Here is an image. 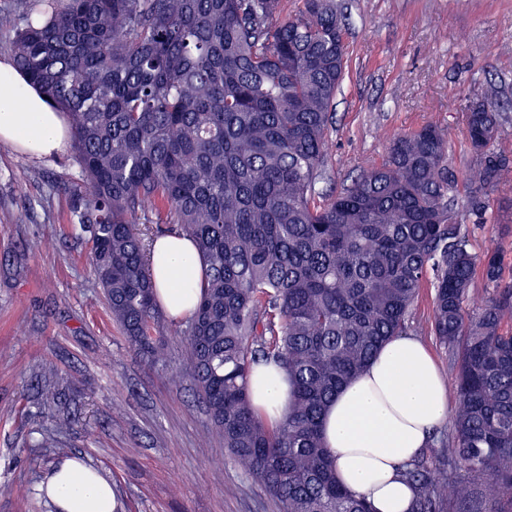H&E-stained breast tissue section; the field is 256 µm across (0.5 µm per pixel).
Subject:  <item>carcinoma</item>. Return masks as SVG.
I'll use <instances>...</instances> for the list:
<instances>
[{"label": "carcinoma", "mask_w": 512, "mask_h": 512, "mask_svg": "<svg viewBox=\"0 0 512 512\" xmlns=\"http://www.w3.org/2000/svg\"><path fill=\"white\" fill-rule=\"evenodd\" d=\"M8 0L14 66L71 118L82 183L71 221L112 322L144 359L166 357L142 224H172L203 263L181 375L235 462L283 512H375L337 480L322 442L338 392L393 336L427 332L457 374L439 464L413 460L410 512H512V268L471 251L458 208L486 214L512 183L499 113H465L472 162L448 165L428 123L396 137L351 186L324 177L346 45L335 0ZM488 296L475 302L478 283ZM432 315L410 321L425 284ZM273 363L294 404L273 426L248 376Z\"/></svg>", "instance_id": "1"}]
</instances>
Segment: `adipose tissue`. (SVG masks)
Instances as JSON below:
<instances>
[{
    "mask_svg": "<svg viewBox=\"0 0 512 512\" xmlns=\"http://www.w3.org/2000/svg\"><path fill=\"white\" fill-rule=\"evenodd\" d=\"M67 136L62 115L10 66L0 64V141L39 156L60 152ZM151 262L161 306L191 316L200 295L201 265L194 246L176 236L158 238ZM254 407L270 422L291 404V388L274 368L249 378ZM448 419V386L416 337L392 338L329 407L324 444L338 480L366 498L375 512H409L414 489L404 470ZM60 512H113L112 487L91 469L71 463L55 480Z\"/></svg>",
    "mask_w": 512,
    "mask_h": 512,
    "instance_id": "obj_1",
    "label": "adipose tissue"
}]
</instances>
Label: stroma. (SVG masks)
Returning <instances> with one entry per match:
<instances>
[{
    "mask_svg": "<svg viewBox=\"0 0 512 512\" xmlns=\"http://www.w3.org/2000/svg\"><path fill=\"white\" fill-rule=\"evenodd\" d=\"M348 61L319 192L350 186L398 134L429 121L448 133V164L467 168L469 101L498 105V150L512 153V0H336ZM80 169L69 150L37 158L0 142V512H55L36 447L64 424L69 454L112 485L116 512H281L231 459L190 382L178 374L186 321L168 360L144 362L112 322L90 245L69 223ZM473 252L512 266V184L498 187Z\"/></svg>",
    "mask_w": 512,
    "mask_h": 512,
    "instance_id": "1",
    "label": "stroma"
}]
</instances>
